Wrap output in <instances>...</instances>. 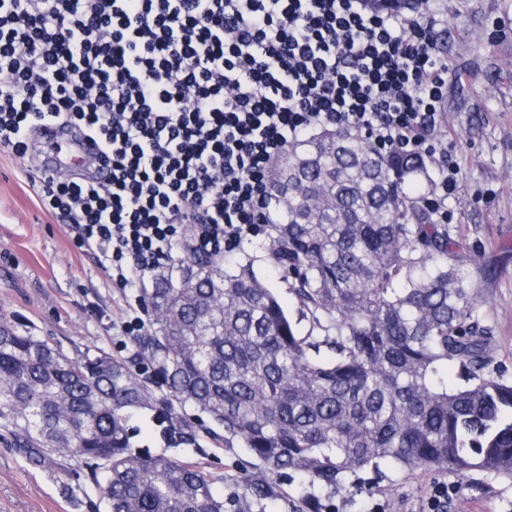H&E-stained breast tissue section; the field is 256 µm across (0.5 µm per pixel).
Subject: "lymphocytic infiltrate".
Returning a JSON list of instances; mask_svg holds the SVG:
<instances>
[{
    "mask_svg": "<svg viewBox=\"0 0 512 512\" xmlns=\"http://www.w3.org/2000/svg\"><path fill=\"white\" fill-rule=\"evenodd\" d=\"M448 0H0V151L54 122L101 142L112 179L26 177L119 288L155 272L187 225L194 251L275 221L272 164L311 129L364 134L437 170L423 204L451 221Z\"/></svg>",
    "mask_w": 512,
    "mask_h": 512,
    "instance_id": "obj_1",
    "label": "lymphocytic infiltrate"
}]
</instances>
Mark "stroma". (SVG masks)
<instances>
[{
	"mask_svg": "<svg viewBox=\"0 0 512 512\" xmlns=\"http://www.w3.org/2000/svg\"><path fill=\"white\" fill-rule=\"evenodd\" d=\"M448 66L468 73L448 92V130L460 162L459 187L449 206L458 226L457 259L475 271L480 318L497 339L495 362L512 377V0H452ZM136 288L113 285L95 255L77 249L65 221L38 204L22 163L0 153V311L33 326L74 358L103 351L127 358V320L140 315ZM176 456L216 475L215 491L248 501L250 512H428L431 489L453 485L446 512H512V478L476 471L460 478L441 471L408 473L382 465L331 489L295 474L253 498L240 466L259 475V463L240 447L202 434L196 448ZM88 470L33 465L0 429V512H99Z\"/></svg>",
	"mask_w": 512,
	"mask_h": 512,
	"instance_id": "stroma-1",
	"label": "stroma"
}]
</instances>
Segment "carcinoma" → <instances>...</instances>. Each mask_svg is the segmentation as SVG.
I'll use <instances>...</instances> for the list:
<instances>
[{"instance_id": "1", "label": "carcinoma", "mask_w": 512, "mask_h": 512, "mask_svg": "<svg viewBox=\"0 0 512 512\" xmlns=\"http://www.w3.org/2000/svg\"><path fill=\"white\" fill-rule=\"evenodd\" d=\"M427 180L423 162L356 132L288 144L269 258L308 332L248 254L182 248L139 289L149 323L129 362L73 359L1 314L0 428L36 465L62 469L65 452L89 467L105 512H225L217 477L135 447L140 414L167 447H199L187 406L261 463L262 481L246 479L260 498L293 473L336 488L384 461L512 477V379L493 366L457 229L420 205Z\"/></svg>"}]
</instances>
